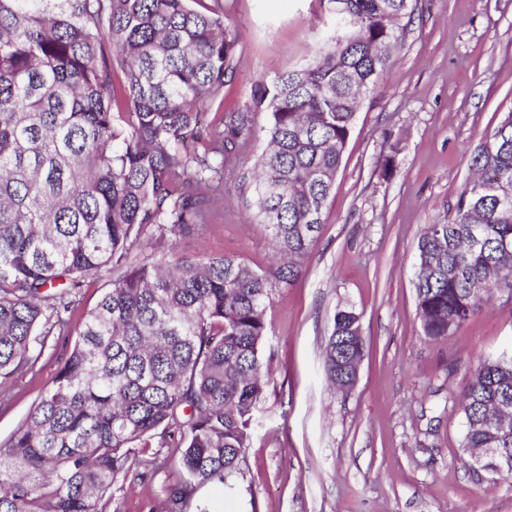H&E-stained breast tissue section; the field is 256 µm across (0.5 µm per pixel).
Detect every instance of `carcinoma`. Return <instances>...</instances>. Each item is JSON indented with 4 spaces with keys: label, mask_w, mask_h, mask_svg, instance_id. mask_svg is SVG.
Masks as SVG:
<instances>
[{
    "label": "carcinoma",
    "mask_w": 512,
    "mask_h": 512,
    "mask_svg": "<svg viewBox=\"0 0 512 512\" xmlns=\"http://www.w3.org/2000/svg\"><path fill=\"white\" fill-rule=\"evenodd\" d=\"M352 21L313 59L222 112L189 153L180 139L224 101L239 33L223 0H0V403L38 360L85 279L111 275L50 387L0 444V512H107L112 487L152 461L161 438L185 479L166 512L242 474L269 374L263 346L275 291L301 278L356 120L390 64L417 0H350ZM252 215L275 262L235 254L129 262L146 236L195 235L224 177L253 150ZM454 216L417 242L423 336L438 341L485 298H512V110L472 151ZM359 316L341 309L325 350L329 381H356ZM462 448L512 475V352L479 362L459 395Z\"/></svg>",
    "instance_id": "cac0c4a2"
}]
</instances>
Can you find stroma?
<instances>
[{
  "mask_svg": "<svg viewBox=\"0 0 512 512\" xmlns=\"http://www.w3.org/2000/svg\"><path fill=\"white\" fill-rule=\"evenodd\" d=\"M224 13L240 33L228 107L249 102L254 82L307 63L334 19L330 0H224ZM511 109L512 0H419L381 85L358 109L305 271L268 311L270 383L245 474L230 488H200L186 512H512V476L479 475L455 401L479 357L512 349V300L494 295L435 343L421 332L413 286L423 226L448 217L473 148ZM248 196L243 183L227 186L199 234L177 240L169 256L235 253L266 267L269 231L248 223ZM342 308L359 315L365 339L346 392L323 369ZM68 349L49 337L34 367L9 381L0 443ZM183 477L161 449L134 485L115 483L107 512H162Z\"/></svg>",
  "mask_w": 512,
  "mask_h": 512,
  "instance_id": "1",
  "label": "stroma"
}]
</instances>
